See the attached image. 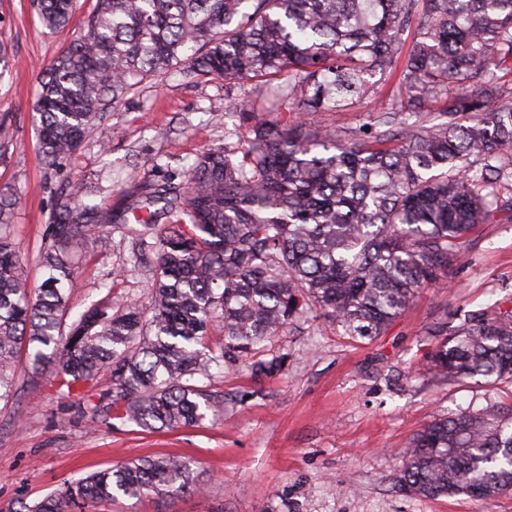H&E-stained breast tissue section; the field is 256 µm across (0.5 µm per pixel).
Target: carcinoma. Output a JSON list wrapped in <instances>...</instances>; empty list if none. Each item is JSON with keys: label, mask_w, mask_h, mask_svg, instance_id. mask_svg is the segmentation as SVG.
Segmentation results:
<instances>
[{"label": "carcinoma", "mask_w": 512, "mask_h": 512, "mask_svg": "<svg viewBox=\"0 0 512 512\" xmlns=\"http://www.w3.org/2000/svg\"><path fill=\"white\" fill-rule=\"evenodd\" d=\"M32 5L50 31L70 22L73 0ZM173 68L190 78L286 76L262 111L286 100L308 117L256 118L242 154L207 149L181 185L134 175L133 200L117 211L66 186L38 285L7 234L15 200L0 196V401L24 350L32 374H51L95 414L115 407L149 431L195 426L218 411L200 384L211 365L272 374L277 364L257 358L263 343L308 309L347 336L382 335L447 275L474 225L512 211L500 196L512 184V0H96L40 81L43 163L60 165L102 113ZM395 74L404 105L371 113L354 137L310 118L350 109L369 79ZM431 102L441 103L435 113ZM165 215L176 221L158 226ZM131 220L143 227L135 258L155 251L148 305L106 297L67 322L74 258L90 236ZM435 333L428 365L448 383L512 381V311ZM397 485L430 499L512 491V413L490 406L429 422L402 455ZM192 489L188 461L150 456L66 479L11 512H88L117 493Z\"/></svg>", "instance_id": "obj_1"}]
</instances>
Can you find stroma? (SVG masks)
<instances>
[{"mask_svg":"<svg viewBox=\"0 0 512 512\" xmlns=\"http://www.w3.org/2000/svg\"><path fill=\"white\" fill-rule=\"evenodd\" d=\"M90 6L79 0L70 23L52 33L30 0H0V44L18 61L0 75V126L8 132L0 192L17 200L10 232L32 279L59 189L80 183L89 200L117 210L127 203L131 171L181 181L205 149L244 147L250 123L238 116L241 104L266 89L262 79L234 84L168 72L107 112L76 154L46 168L36 141L41 70L80 35ZM395 92L371 89L355 111L325 113V123L350 137ZM132 238L129 224L89 238L71 313L107 294L121 306L145 304L151 266L132 261ZM511 309L512 219L502 213L467 234L444 287L422 289L385 335L352 339L315 311L265 342L262 359L279 364L273 375L213 372L208 389L223 407L196 426L149 432L92 415L18 360L13 396L0 402V512L41 499L64 479L153 455L191 460L197 491L119 496L93 512H512V492L428 499L396 485L401 453L427 422L469 407L512 410L510 384L458 386L425 367L437 327Z\"/></svg>","mask_w":512,"mask_h":512,"instance_id":"obj_1","label":"stroma"}]
</instances>
